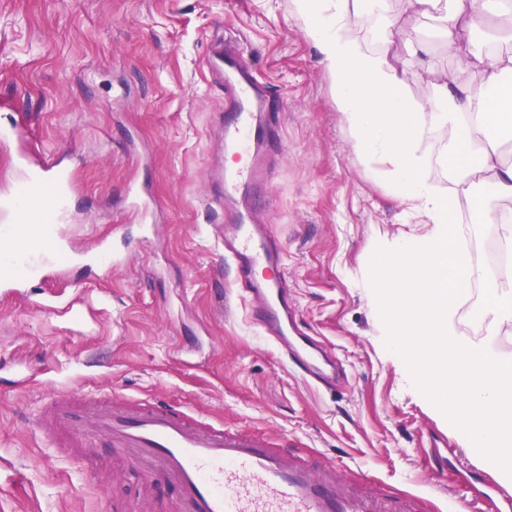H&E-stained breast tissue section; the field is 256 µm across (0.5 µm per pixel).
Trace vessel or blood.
<instances>
[{"mask_svg": "<svg viewBox=\"0 0 512 512\" xmlns=\"http://www.w3.org/2000/svg\"><path fill=\"white\" fill-rule=\"evenodd\" d=\"M202 67L226 79L231 113L224 150L243 161L207 174L223 190L220 239L238 283L236 297L250 325L272 338L294 373L310 384H330L336 362L303 335L295 300L279 275L284 254L262 214L269 203L266 155L275 128L273 120L257 116L267 90L239 53L223 47H215ZM27 141L21 125L0 132L15 170L11 185L0 191V297L25 292L44 261L75 257L62 233L71 219V183L59 161H34ZM37 427L45 436L64 434L82 445L106 440L147 479L178 489L174 512H413L419 501L412 494H372L333 462L311 467L268 434L228 430L160 399L129 404L56 393ZM472 473L487 487L486 512H512V497L492 487L485 470Z\"/></svg>", "mask_w": 512, "mask_h": 512, "instance_id": "vessel-or-blood-1", "label": "vessel or blood"}]
</instances>
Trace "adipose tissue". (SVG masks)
<instances>
[{
  "label": "adipose tissue",
  "mask_w": 512,
  "mask_h": 512,
  "mask_svg": "<svg viewBox=\"0 0 512 512\" xmlns=\"http://www.w3.org/2000/svg\"><path fill=\"white\" fill-rule=\"evenodd\" d=\"M406 11L456 40L463 22L481 17L512 18V0H403ZM294 13L334 80V101L359 155L385 161L401 189L404 212L427 218L420 233L386 243L367 280L370 298L383 316V333L417 383L449 394L448 426L461 445L503 477L512 479V360L491 344L512 326V276L475 266L468 245L454 234L458 221L452 197L439 193L419 152L424 114L454 119L459 145L450 169L479 174L498 198L512 201V161L496 149L512 139V33L496 50L468 41L467 68L436 72V94L428 107L404 96L406 74L388 48L372 52L351 34L348 0H293ZM484 285L479 310L481 338L462 340L455 324L472 280Z\"/></svg>",
  "instance_id": "obj_1"
}]
</instances>
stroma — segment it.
<instances>
[{
  "label": "stroma",
  "instance_id": "obj_1",
  "mask_svg": "<svg viewBox=\"0 0 512 512\" xmlns=\"http://www.w3.org/2000/svg\"><path fill=\"white\" fill-rule=\"evenodd\" d=\"M364 49L401 31L394 63L405 93L425 105L434 79L406 40L420 23L400 0L386 12L349 0ZM239 49L272 94L274 144L266 220L286 258L284 280L304 331L335 351L347 380L329 391L292 378L243 311L224 314L234 284L215 226L221 207L207 170L223 163L224 88L200 61L217 40ZM420 149L440 193L453 138L425 114ZM29 128L34 158L55 156L71 176L65 233L84 253L105 239L124 266L46 267L26 295L0 299V512H171L156 486L144 507L142 474L99 444L92 453L36 432L49 394L155 397L228 428L283 439L380 494L420 496V512H469L456 467L466 455L441 399L411 384L405 361L379 333L363 287L374 252L418 228L392 197L381 164L358 155L336 109L332 81L296 21L292 0H0V126ZM457 233L504 239L477 211L512 209L471 176ZM144 185L159 229L146 234L125 205Z\"/></svg>",
  "mask_w": 512,
  "mask_h": 512
}]
</instances>
